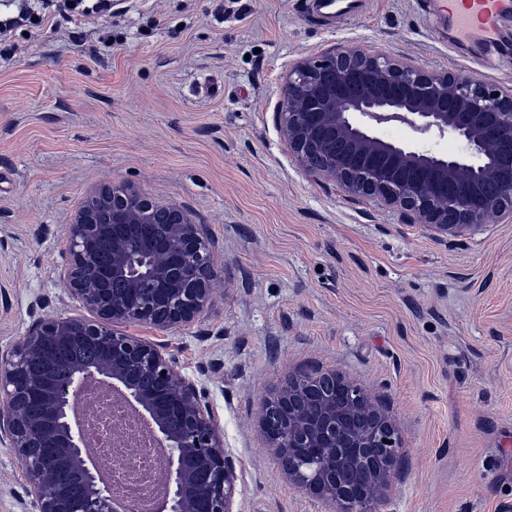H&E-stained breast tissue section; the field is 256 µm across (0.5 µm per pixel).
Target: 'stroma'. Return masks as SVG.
Listing matches in <instances>:
<instances>
[{
  "instance_id": "stroma-1",
  "label": "stroma",
  "mask_w": 512,
  "mask_h": 512,
  "mask_svg": "<svg viewBox=\"0 0 512 512\" xmlns=\"http://www.w3.org/2000/svg\"><path fill=\"white\" fill-rule=\"evenodd\" d=\"M40 21L0 56V352L36 317L85 315L59 278L89 187L124 182L189 212L223 283L193 323L127 331L162 345L205 392L238 474L235 512H330L282 473L262 396L303 370L366 384L404 463L381 512H512V223L440 240L400 212L306 174L277 112L289 67L368 46L512 86V11L498 70L445 41L418 0L313 19L310 0H113ZM0 512H32L0 445ZM65 10L74 13L73 16H81L84 18H100L105 16L112 9V0H62ZM73 2L74 7H71ZM87 2H92L87 5Z\"/></svg>"
}]
</instances>
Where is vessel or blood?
I'll list each match as a JSON object with an SVG mask.
<instances>
[{
	"label": "vessel or blood",
	"instance_id": "1",
	"mask_svg": "<svg viewBox=\"0 0 512 512\" xmlns=\"http://www.w3.org/2000/svg\"><path fill=\"white\" fill-rule=\"evenodd\" d=\"M442 32L458 45L484 54L487 65H495L494 48L499 44V17L512 9V0H422ZM314 17L323 21L357 20L366 14L363 0H312Z\"/></svg>",
	"mask_w": 512,
	"mask_h": 512
}]
</instances>
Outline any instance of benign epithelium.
Returning <instances> with one entry per match:
<instances>
[{"label": "benign epithelium", "instance_id": "benign-epithelium-1", "mask_svg": "<svg viewBox=\"0 0 512 512\" xmlns=\"http://www.w3.org/2000/svg\"><path fill=\"white\" fill-rule=\"evenodd\" d=\"M280 130L298 165L347 194L400 209L413 222L455 236L488 221H512V87L428 70L369 48L331 49L288 69ZM460 138L465 152L438 156L386 139L378 126ZM69 225L63 283L92 314L37 319L0 352V442L23 466L34 512H133L99 479L82 429L71 418L91 385L120 393L167 449V490L155 512H233L236 468L197 386L175 359L128 324L191 323L218 288L211 245L180 209L127 184L95 189ZM166 212L158 229L154 210ZM125 284L117 294L107 282ZM92 347V363L65 361L62 347ZM147 375L149 390L137 381ZM43 410L33 418L27 401ZM264 435L288 480L337 505L378 512L401 462L394 420L363 385L334 372L291 376L260 402Z\"/></svg>", "mask_w": 512, "mask_h": 512}]
</instances>
